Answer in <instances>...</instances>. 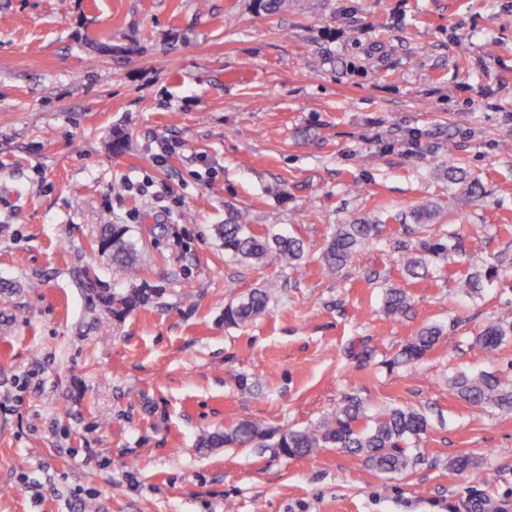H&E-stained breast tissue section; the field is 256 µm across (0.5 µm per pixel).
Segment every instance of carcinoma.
<instances>
[{
	"label": "carcinoma",
	"instance_id": "carcinoma-1",
	"mask_svg": "<svg viewBox=\"0 0 512 512\" xmlns=\"http://www.w3.org/2000/svg\"><path fill=\"white\" fill-rule=\"evenodd\" d=\"M259 13L275 15L288 6V0H254ZM448 182L458 186L461 194L470 198L481 192L479 181L461 169L447 172ZM436 211L422 206L411 214L412 223L402 225L404 234L430 236L436 232L432 220ZM380 225L357 219L350 224H339L336 234L326 243L321 253L323 269L335 275L345 268L356 250L372 240ZM215 235L224 243V253L238 262L274 265L278 278L288 279V273L297 271L305 256V246L297 236L276 234L271 230L256 232L251 229L246 215L237 213L215 227ZM100 245L112 252V263L136 276L135 247L127 237V229L114 224L104 228ZM503 258L483 269L467 271L461 280L465 294H482L486 284L498 278ZM401 270L410 279L424 278L429 273L428 259L410 252L402 258ZM274 298L271 285L250 289L224 309V322L245 326L270 310ZM145 293L132 288L124 294L112 295V315L121 317L142 303ZM383 308L391 318L407 315L412 308V296L407 289L390 286L383 292ZM512 335V316L493 320L477 334L476 343L491 353ZM441 336L437 326L422 328L417 336L401 349L397 363L411 365L422 358ZM450 388L468 404L482 409L512 413V373L459 374L450 381ZM428 419L418 408L409 405H388L377 410L370 408L360 396L350 393L336 410L315 423L301 428L264 427L252 420H240L224 432L211 437L210 444L226 447L272 448L285 457H313L321 448H345L362 456L370 467L381 474L399 473L418 464L421 436L428 430Z\"/></svg>",
	"mask_w": 512,
	"mask_h": 512
}]
</instances>
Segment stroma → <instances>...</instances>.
Listing matches in <instances>:
<instances>
[{
    "label": "stroma",
    "mask_w": 512,
    "mask_h": 512,
    "mask_svg": "<svg viewBox=\"0 0 512 512\" xmlns=\"http://www.w3.org/2000/svg\"><path fill=\"white\" fill-rule=\"evenodd\" d=\"M0 0V512H471L512 504V414L471 407L456 373L512 371V267L482 297L460 274L512 256V0ZM467 33L460 60L456 33ZM176 143L165 166L158 140ZM482 194L460 199L444 172ZM437 205L451 235L406 280L401 222ZM300 236V272L262 320L228 302L272 267L225 257L228 210ZM356 217L382 230L336 276L319 253ZM125 225L129 277L99 245ZM413 308L391 319L385 288ZM148 302L112 314V294ZM442 330L397 365L423 327ZM363 343L375 357L349 359ZM431 426L397 475L324 448H204L249 419L299 428L345 393ZM478 458L459 473L448 460ZM448 183L457 185L463 196L468 198L478 197L481 192V184L478 180L472 179L467 172L461 169H448ZM512 316L493 320L477 334L476 343L486 352H493L511 336ZM440 336L441 329L437 326L422 328L417 336H414L401 349L396 363L405 366L412 365L434 347Z\"/></svg>",
    "instance_id": "35a3bbf8"
}]
</instances>
